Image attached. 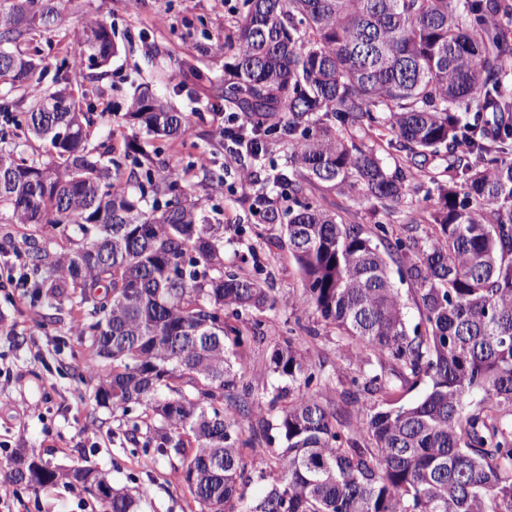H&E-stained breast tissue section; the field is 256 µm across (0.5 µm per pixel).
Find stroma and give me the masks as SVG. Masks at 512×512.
Returning a JSON list of instances; mask_svg holds the SVG:
<instances>
[{
	"label": "stroma",
	"mask_w": 512,
	"mask_h": 512,
	"mask_svg": "<svg viewBox=\"0 0 512 512\" xmlns=\"http://www.w3.org/2000/svg\"><path fill=\"white\" fill-rule=\"evenodd\" d=\"M242 0H63L60 24L35 35L33 43L47 65H54L60 49L76 50L72 31L89 20L111 26L116 55L105 66L84 70L77 78L87 102L100 115L96 140L122 145L133 137L124 115L140 83L147 82L181 112L198 113L192 134L185 140L154 146L146 136L140 147L158 155L159 162L188 169V182L205 194L204 168L224 170L231 188L212 199L224 220V264L259 262L260 278L276 299L262 316L263 338L247 337L243 367L252 386L256 419L274 421L270 401L275 387L288 381L271 370L274 351L293 340L313 367L326 371L310 389L322 400L339 401L350 389L353 366L335 331L320 327L318 335H289L294 320L316 323L314 313L292 304L301 286L280 226L260 223L250 209L255 184L240 183L236 171L226 170L224 150L214 133L228 107L213 90L224 78L220 47L241 10ZM27 272L20 252L0 253V461L18 448H28L58 466L93 465L116 487L142 495L144 512H199V505L183 485L178 471L154 449L129 441L124 428L107 409L98 407L91 388L83 383L87 353L72 333L69 304L47 307L31 289L22 287ZM249 444L244 462L253 480L251 499L261 498L267 484L259 474L272 464L282 442L276 430L246 431ZM9 512H100L90 494L57 484L32 491L25 486L0 484Z\"/></svg>",
	"instance_id": "35a3bbf8"
}]
</instances>
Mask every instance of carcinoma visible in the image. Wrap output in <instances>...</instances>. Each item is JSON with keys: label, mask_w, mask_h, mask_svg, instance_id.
I'll use <instances>...</instances> for the list:
<instances>
[{"label": "carcinoma", "mask_w": 512, "mask_h": 512, "mask_svg": "<svg viewBox=\"0 0 512 512\" xmlns=\"http://www.w3.org/2000/svg\"><path fill=\"white\" fill-rule=\"evenodd\" d=\"M58 2L0 0V223L28 229L24 285L79 311L96 405L141 410L131 440L145 425L143 447L175 463L201 512H512V0H243L216 97L262 154L287 142L279 191L256 193L255 213L287 237L293 306L334 329L358 368L343 407L306 389L288 398L284 448L259 475L268 490L246 507L252 387L230 319L274 298L224 268V225L183 171L131 143L90 145L96 121L68 73L109 62L106 24L75 31L59 87L29 95L46 67L18 45L59 20ZM126 119L165 142L191 133L148 83ZM422 190L437 198L418 208ZM332 194L347 206L325 205ZM362 207L373 226L356 221ZM397 213L396 234L377 216ZM46 224L68 248L38 238ZM274 364L306 387L322 377L291 339ZM425 378V395L400 403ZM365 393L378 396L369 409ZM0 471L33 491L105 484L102 512H142L93 466L72 474L19 448Z\"/></svg>", "instance_id": "1"}]
</instances>
